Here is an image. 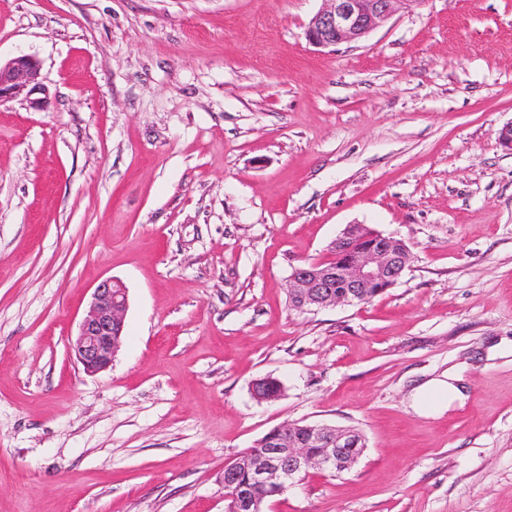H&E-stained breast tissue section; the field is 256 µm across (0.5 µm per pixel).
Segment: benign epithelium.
I'll list each match as a JSON object with an SVG mask.
<instances>
[{
    "label": "benign epithelium",
    "instance_id": "7a95c632",
    "mask_svg": "<svg viewBox=\"0 0 512 512\" xmlns=\"http://www.w3.org/2000/svg\"><path fill=\"white\" fill-rule=\"evenodd\" d=\"M423 0H322L321 8L305 30L309 44L335 47L357 41L387 22L403 5ZM24 96L29 106L42 110L48 92L40 81L38 61L28 55L0 64V104ZM332 259L310 261L295 267L288 294L296 311L319 310L337 304H353L397 284L408 267L410 253L404 242L364 226L344 229L331 246ZM127 288L116 279L102 281L91 295L88 311L70 343V352L88 373L112 365L124 329ZM293 425L270 430L259 454H242L224 464V487L234 488L231 512H259L260 501L279 494L302 480L309 471L338 472L349 468L365 444L357 430L330 425L308 427V434L285 440ZM241 473L248 475L238 482Z\"/></svg>",
    "mask_w": 512,
    "mask_h": 512
}]
</instances>
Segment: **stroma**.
I'll list each match as a JSON object with an SVG mask.
<instances>
[{
    "label": "stroma",
    "instance_id": "1",
    "mask_svg": "<svg viewBox=\"0 0 512 512\" xmlns=\"http://www.w3.org/2000/svg\"><path fill=\"white\" fill-rule=\"evenodd\" d=\"M320 6L0 0V60L50 97L0 105V512H224L225 462L286 421L366 448L265 512H512V0L321 52ZM350 224L404 241L400 281L292 310ZM108 278L124 340L90 374L69 343ZM451 367L466 399L416 412Z\"/></svg>",
    "mask_w": 512,
    "mask_h": 512
}]
</instances>
